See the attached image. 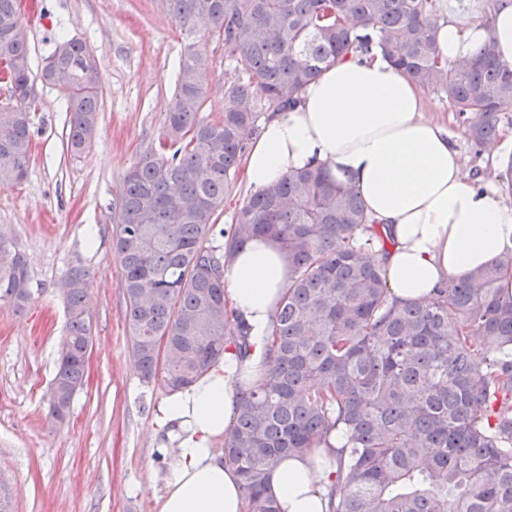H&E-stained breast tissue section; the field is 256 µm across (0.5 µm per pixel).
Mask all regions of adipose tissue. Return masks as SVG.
<instances>
[{
  "label": "adipose tissue",
  "instance_id": "1",
  "mask_svg": "<svg viewBox=\"0 0 512 512\" xmlns=\"http://www.w3.org/2000/svg\"><path fill=\"white\" fill-rule=\"evenodd\" d=\"M512 68V0H497L489 21H439L438 46L463 66L486 38ZM422 89L382 51L347 55L310 83L299 103L265 118L245 159L255 191L307 167H325L362 197L388 241L383 259L392 299L430 304L449 281L494 264L512 250V203L493 178L472 176L446 124L426 114ZM229 305L247 325L250 350L228 348L190 387L169 395L156 423L172 446L157 512H246L240 478L218 445L235 418L246 372L266 360L278 304L291 283L287 254L267 237L247 240L222 270ZM326 444L282 458L268 492L280 512H328L336 453Z\"/></svg>",
  "mask_w": 512,
  "mask_h": 512
}]
</instances>
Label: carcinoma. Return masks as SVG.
<instances>
[{
  "instance_id": "cac0c4a2",
  "label": "carcinoma",
  "mask_w": 512,
  "mask_h": 512,
  "mask_svg": "<svg viewBox=\"0 0 512 512\" xmlns=\"http://www.w3.org/2000/svg\"><path fill=\"white\" fill-rule=\"evenodd\" d=\"M19 0H0V186L21 182L31 158V77ZM187 41L157 142L124 178L111 220L139 375L183 390L242 348L222 268L246 240L267 236L287 254L292 281L268 336L263 382L244 394L224 438L246 512H280L267 495L285 455L313 448L334 428L329 512H512V296L498 288L512 251L440 289L433 305L389 297L376 246L384 236L358 192L321 168L250 195L222 252L202 245L223 211L262 115L298 101L322 67L380 49L411 80L448 97L476 145L496 138L512 110V70L485 40L471 64L450 67L437 43L435 0H163ZM224 45L246 78L224 86V118H200L209 58L198 39ZM40 81L71 112L67 148L92 143L100 112L99 60L85 42L59 43ZM25 255L0 233V301L31 297ZM89 272L63 281L66 335L47 392L61 421L84 385L93 342Z\"/></svg>"
}]
</instances>
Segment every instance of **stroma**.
Instances as JSON below:
<instances>
[{
    "label": "stroma",
    "instance_id": "35a3bbf8",
    "mask_svg": "<svg viewBox=\"0 0 512 512\" xmlns=\"http://www.w3.org/2000/svg\"><path fill=\"white\" fill-rule=\"evenodd\" d=\"M31 2L32 73L59 41L80 38L101 62L102 106L91 147L75 155L64 97L39 86L27 176L0 186V231L26 255L32 292L21 311L0 301V500L6 512H155L168 458L154 416L166 393L144 384L134 366L111 214L126 172L159 136L185 42L157 0ZM205 49L211 67L200 116L217 122L225 84L242 73L222 45L209 41ZM425 98L429 116L458 135L469 167L505 173L512 144L485 155L444 94L429 90ZM77 264L91 276L93 346L85 384L57 422L46 392L66 331L60 288Z\"/></svg>",
    "mask_w": 512,
    "mask_h": 512
}]
</instances>
